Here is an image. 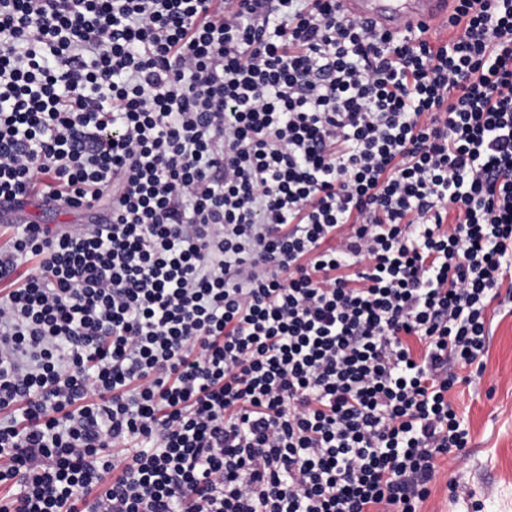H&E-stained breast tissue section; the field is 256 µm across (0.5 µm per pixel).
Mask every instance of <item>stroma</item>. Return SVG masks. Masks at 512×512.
Instances as JSON below:
<instances>
[{
	"label": "stroma",
	"mask_w": 512,
	"mask_h": 512,
	"mask_svg": "<svg viewBox=\"0 0 512 512\" xmlns=\"http://www.w3.org/2000/svg\"><path fill=\"white\" fill-rule=\"evenodd\" d=\"M487 323L478 367L449 393L468 446L439 459L422 512H512V311L492 302Z\"/></svg>",
	"instance_id": "obj_1"
}]
</instances>
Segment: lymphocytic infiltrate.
I'll use <instances>...</instances> for the list:
<instances>
[{
    "label": "lymphocytic infiltrate",
    "instance_id": "lymphocytic-infiltrate-1",
    "mask_svg": "<svg viewBox=\"0 0 512 512\" xmlns=\"http://www.w3.org/2000/svg\"><path fill=\"white\" fill-rule=\"evenodd\" d=\"M0 0V512H420L512 267V0ZM347 16L364 20L376 29L404 32L422 24L448 25L452 0H340ZM27 203L30 205L33 223L35 224H90V213L73 212V210L50 208L40 196H32ZM4 224H29L26 205L0 203V247L6 246L13 234V229Z\"/></svg>",
    "mask_w": 512,
    "mask_h": 512
}]
</instances>
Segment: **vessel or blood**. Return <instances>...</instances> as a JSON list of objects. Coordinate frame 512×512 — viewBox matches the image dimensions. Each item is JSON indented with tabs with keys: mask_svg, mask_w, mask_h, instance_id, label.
<instances>
[{
	"mask_svg": "<svg viewBox=\"0 0 512 512\" xmlns=\"http://www.w3.org/2000/svg\"><path fill=\"white\" fill-rule=\"evenodd\" d=\"M451 0H341L345 15L364 20L376 29L403 32L422 24L448 21Z\"/></svg>",
	"mask_w": 512,
	"mask_h": 512,
	"instance_id": "vessel-or-blood-1",
	"label": "vessel or blood"
}]
</instances>
